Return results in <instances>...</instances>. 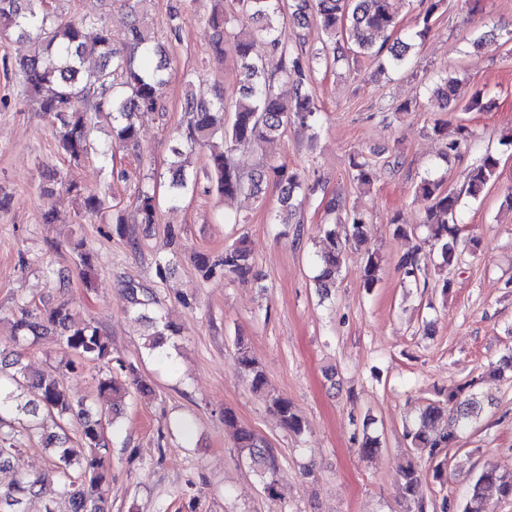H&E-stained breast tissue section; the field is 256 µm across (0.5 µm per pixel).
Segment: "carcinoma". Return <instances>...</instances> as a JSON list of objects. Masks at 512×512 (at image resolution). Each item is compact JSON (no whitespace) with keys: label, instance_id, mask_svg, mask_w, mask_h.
Instances as JSON below:
<instances>
[{"label":"carcinoma","instance_id":"carcinoma-1","mask_svg":"<svg viewBox=\"0 0 512 512\" xmlns=\"http://www.w3.org/2000/svg\"><path fill=\"white\" fill-rule=\"evenodd\" d=\"M446 0H420L417 15L425 35L435 13ZM234 11L224 10L223 0L217 3L209 22L216 32L214 53L229 52L240 68L241 95L224 101V95L199 101L188 94L186 111L190 114L187 127L171 148L170 179L167 183L169 201H180L197 187L198 172H188L187 163L196 146H210L202 166L203 175L226 197L248 192H261L269 182L280 188V206L296 210L302 205L300 193L309 195L316 186H303L298 173L284 164L270 161L255 174L244 177L233 163L232 154L245 144H260L280 136L290 122L318 124L320 109L308 91L307 84L315 66L329 63L326 50L312 53L293 48L281 40L279 24L292 19L302 28L313 17L327 40L342 36L351 41L357 52L370 56H386L391 66L402 68L407 62L411 44L383 39L397 28L395 0H233ZM247 19L248 25L232 36L230 46H224V28L235 15ZM94 25L89 13L79 19L62 21L45 0H0V36L33 41L30 56L18 63L23 94L40 112L51 117L58 130V142L65 158L78 162L87 157L92 146L91 126L105 117L112 119V140L119 146L138 145V129L133 116L139 111L154 110L167 82V56L163 45L151 39L141 27L133 24L122 38H116L106 26L96 29L92 41H87L86 29ZM262 37L277 58V68L269 70L266 61L253 56L255 38ZM97 56L98 67L83 75L81 63L87 56ZM280 75L295 84L293 104L287 106L274 92L275 76ZM433 97L444 105L460 102L457 80L444 78L433 89ZM433 133L446 139V153H457L463 146L460 139H448L445 125L435 122ZM499 160L485 155L467 173V191L474 198L494 178ZM352 178L368 186L373 180L372 165L358 157L351 158ZM415 193L429 201L424 227L426 240L440 244L441 258L447 267L458 263L457 251L459 196L444 189L442 180L427 177L415 187ZM155 190L146 185L137 188L136 221L157 223ZM366 215L358 210L345 213L336 227L324 230L319 255L316 287L329 293L340 276L344 252L350 242H362V227ZM404 275L418 279L421 274L416 250L402 255L398 263ZM197 268L204 278L221 271L242 282L253 274L250 249L240 239L216 256L200 254ZM381 257L366 250L363 257L364 286L373 288L379 281ZM149 348H161L181 329L161 318L151 320ZM54 335L62 350L57 365L33 372L23 363L21 353L0 350V469L16 471V479L0 487V512H25V501L45 489L41 477L26 472L20 466L25 441L38 434L51 453L53 471L60 490L58 499L51 501L46 512H109L103 485L111 467L112 439L101 432V422L113 427L114 416L120 411L117 399L127 392V386L112 376V348L91 321L76 320L66 304L41 311L23 303L17 308L12 323L11 341L18 347L29 340L36 341ZM235 359L249 381L253 393L268 403L282 427L296 435L305 430V421L290 401L268 390V380L262 366L242 339L235 341ZM84 363H95L105 369L97 378L96 395L91 400L73 397L65 386L66 373ZM482 412L475 394H464V388L448 390L445 400L427 405L418 420L405 427L408 445L406 465L401 470V496L413 504L416 512H427V502L419 495L421 471L417 458L425 455L434 463L433 478L445 484L448 452L457 446L462 431ZM83 420L84 452L67 445L65 425L73 416ZM224 426L234 430L237 452L243 461L261 478L263 493L275 498L280 480L273 454L253 431L238 425L235 413L224 409ZM359 450L366 456L381 448L380 438L362 432ZM494 488L503 499H512V474L486 467L471 484L459 512H493L487 490Z\"/></svg>","mask_w":512,"mask_h":512}]
</instances>
